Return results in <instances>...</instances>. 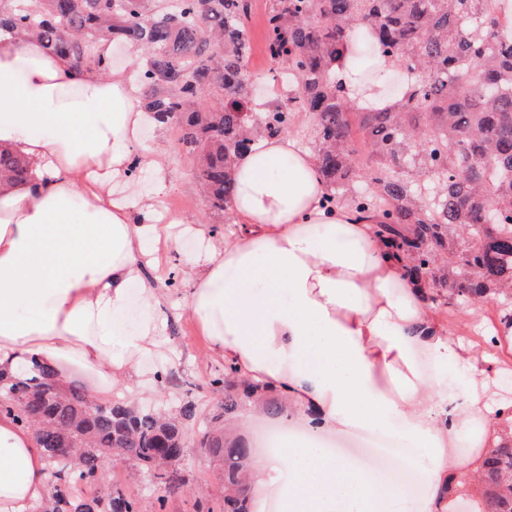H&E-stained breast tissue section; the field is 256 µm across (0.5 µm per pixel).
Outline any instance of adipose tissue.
<instances>
[{
    "label": "adipose tissue",
    "instance_id": "1",
    "mask_svg": "<svg viewBox=\"0 0 512 512\" xmlns=\"http://www.w3.org/2000/svg\"><path fill=\"white\" fill-rule=\"evenodd\" d=\"M139 96L124 73L76 68L0 29V148L27 168L23 180L0 179V369L34 359L62 380L89 378L99 401L114 386L132 389L144 359L167 346L157 246L191 235L202 249L189 308L212 352L283 399L299 431L285 454L250 466L280 512H406L393 466L324 446L361 433L412 452L426 488L419 512H453V482L482 497V461L512 434V402L489 391L503 374L432 317L376 219L328 205L315 153L286 135L234 162L223 235L162 218V156L135 150L155 121ZM134 165L155 174L156 195L130 184ZM459 438L467 455L449 456ZM47 489L31 431L1 413L0 512H30Z\"/></svg>",
    "mask_w": 512,
    "mask_h": 512
}]
</instances>
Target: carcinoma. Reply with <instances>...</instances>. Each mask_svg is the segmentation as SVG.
Returning a JSON list of instances; mask_svg holds the SVG:
<instances>
[{"label": "carcinoma", "instance_id": "cac0c4a2", "mask_svg": "<svg viewBox=\"0 0 512 512\" xmlns=\"http://www.w3.org/2000/svg\"><path fill=\"white\" fill-rule=\"evenodd\" d=\"M251 0H0V29L34 37L76 65L110 70L99 37L124 43L143 60L139 107L180 126L182 153L195 162L200 193L224 213L235 186L234 159L260 139L296 129L298 114L315 145L327 202L342 199L363 217H381L378 234L404 256L412 275L446 309L495 295L500 323L512 325V30L498 13L512 0H268L265 50L284 66L285 94L260 103L246 75ZM411 74L391 105L359 107L336 66L355 60V36ZM363 134L373 166L356 164L351 128ZM21 160L0 149V178L21 179ZM224 394L204 415L192 399L144 410L126 398L97 403L73 381L36 361L28 376L0 370V413L32 431L51 481L32 512H136V500L107 478L121 454L131 478L162 488L160 506L187 489L181 477L189 427L224 459V512H248V442L235 434L254 402L271 418L282 401L258 386L211 374ZM82 450L72 470L60 449ZM485 512H512V436L482 464Z\"/></svg>", "mask_w": 512, "mask_h": 512}]
</instances>
